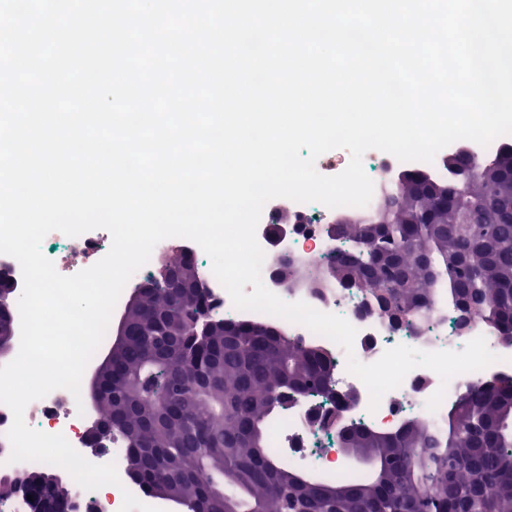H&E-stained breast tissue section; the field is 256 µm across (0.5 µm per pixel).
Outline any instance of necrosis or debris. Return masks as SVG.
<instances>
[{"label":"necrosis or debris","mask_w":512,"mask_h":512,"mask_svg":"<svg viewBox=\"0 0 512 512\" xmlns=\"http://www.w3.org/2000/svg\"><path fill=\"white\" fill-rule=\"evenodd\" d=\"M288 210L300 216L301 221L286 225L284 232L276 236L271 226L279 211L268 205L263 208L257 227V240L265 252L262 281L285 302L303 301L319 311L344 317L357 330L354 352L359 361L375 362L385 351L399 345L423 351H457L479 336L486 339L489 349L498 357L497 362L485 369L457 375L446 384L441 383L434 371L415 368L398 388L383 396L378 409L373 411L369 408L370 395L366 386L346 368V352L341 346L306 326L273 315L235 308L230 295L214 274H207L206 280L218 313L230 319L279 328L293 339L321 348L328 353L333 364L328 397L295 401L279 415L271 430L274 447L287 449L289 462L312 464L317 473L327 477L344 476L347 469L340 460L336 445V433L340 428L363 426L375 433H390L406 421L433 418L435 412L428 410L427 402L438 388L446 390L438 409L444 412L469 386L494 377L512 376V343L501 340L477 321L472 322L468 330L458 331V314L447 303L436 305L428 330L417 335L407 327L393 326L380 315L365 311L363 296L358 289L341 286L317 295L301 290L292 292L281 286L274 275L276 257L323 259L345 246L344 240L330 237L326 232V223L335 217V209L319 203L292 201ZM110 245L111 236L103 229L77 237L54 231L44 238L41 250L60 274L69 276L94 265L107 253ZM350 393L357 397L355 405L339 407L340 398ZM91 416V411H78L74 396L65 389L54 390L46 397L30 402L24 412L29 427L64 435L89 462L115 463L120 486L107 485L93 491H82L81 499L91 512H120L124 493L139 498L143 492L129 479L123 459L116 453L117 448L124 445L121 435L113 436L111 448L90 451L85 431Z\"/></svg>","instance_id":"1"}]
</instances>
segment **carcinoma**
Instances as JSON below:
<instances>
[{
    "instance_id": "obj_1",
    "label": "carcinoma",
    "mask_w": 512,
    "mask_h": 512,
    "mask_svg": "<svg viewBox=\"0 0 512 512\" xmlns=\"http://www.w3.org/2000/svg\"><path fill=\"white\" fill-rule=\"evenodd\" d=\"M445 170L381 185L382 199L403 195L402 211L379 203L372 214L343 215L336 234L346 249L321 262L283 259L278 278L317 292L357 288L367 311L417 334L446 297L512 342V148ZM445 199L448 208L434 206ZM467 208L480 211L481 224L457 223ZM201 276L173 259V286ZM187 316L177 292L147 286L100 378L99 418L123 436L127 471L149 496L190 512H512V377L478 382L447 412L392 434L340 431L341 447L369 449L370 462L322 479L286 464L269 432L288 402L328 394L326 353L247 321L167 337L169 323ZM17 492L50 494L59 512L82 509L52 468L0 477V499Z\"/></svg>"
}]
</instances>
